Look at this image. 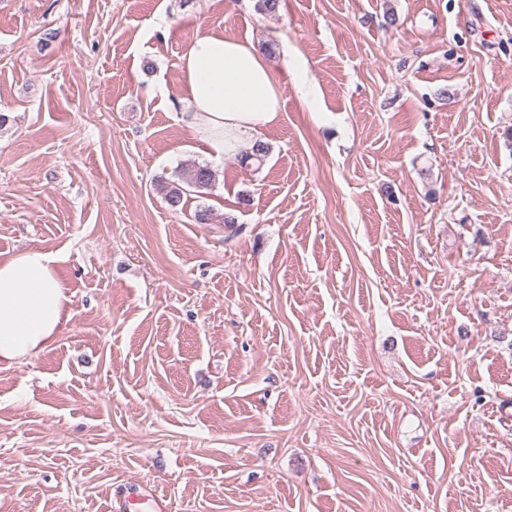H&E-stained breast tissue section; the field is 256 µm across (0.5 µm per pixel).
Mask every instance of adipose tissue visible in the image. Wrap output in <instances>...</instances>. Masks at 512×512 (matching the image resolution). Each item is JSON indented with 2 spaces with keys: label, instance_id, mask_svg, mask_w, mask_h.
<instances>
[{
  "label": "adipose tissue",
  "instance_id": "1",
  "mask_svg": "<svg viewBox=\"0 0 512 512\" xmlns=\"http://www.w3.org/2000/svg\"><path fill=\"white\" fill-rule=\"evenodd\" d=\"M187 110L181 119L206 155L221 157L262 139L282 109L281 83L248 41L203 32L181 58ZM52 254L29 249L0 261V367L51 345L67 321L65 288Z\"/></svg>",
  "mask_w": 512,
  "mask_h": 512
}]
</instances>
